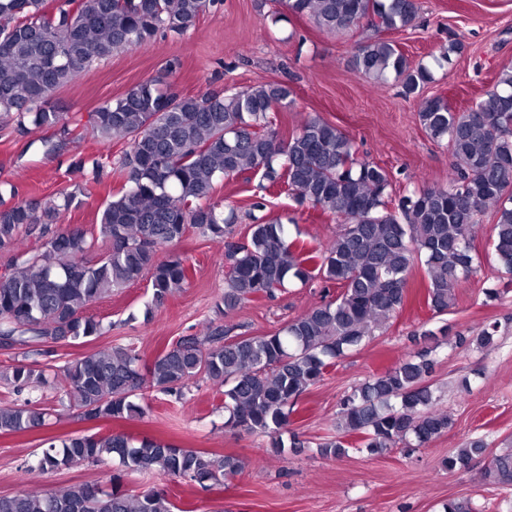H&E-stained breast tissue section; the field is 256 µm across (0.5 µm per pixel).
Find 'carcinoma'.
Here are the masks:
<instances>
[{"mask_svg": "<svg viewBox=\"0 0 512 512\" xmlns=\"http://www.w3.org/2000/svg\"><path fill=\"white\" fill-rule=\"evenodd\" d=\"M217 0H0V115L23 135L31 123L48 133L46 151L62 140L79 141L88 130L100 142H126L116 162L122 183L84 229L51 225L76 194L61 201L0 196V250L17 252L23 237L41 242L21 253L17 271L0 275V347L16 350L0 380L21 394L43 380V363L55 346L101 336V322L84 315L88 305L112 290L149 276L147 309L163 307L188 285L192 266L176 253L159 257L194 229L222 239L236 220L234 210L214 199L218 182L252 171L272 187L336 219V234L320 249L288 239L277 219L253 224L250 239L224 252V311L271 297L294 281L318 278L339 288L279 331L227 336L211 324L206 334L179 338L140 367L131 347L115 346L67 360L59 402L81 410L87 420L126 419L144 412L139 401L152 390L180 399L203 377L222 389L226 424L262 434L281 455L305 442L288 427L300 396L318 384L336 360L362 344L373 329L404 306L408 276L424 267L425 303L433 315L454 305V286L475 272L470 242L487 207H495L491 244L502 273L512 276V67L497 74L484 97L464 112L440 98L418 104L427 135L446 142L453 158L448 181L425 185L392 207L391 178L380 165L358 156L353 141L317 117L280 137L273 111L293 105L290 90L262 84L235 92L187 96L160 88L166 75L142 82L89 114L83 130L71 126L49 104L51 95L93 63L151 42L158 32L182 34ZM274 20L307 17L324 31L340 33L367 25L376 36L352 57L356 72L376 87L398 81L416 96L433 79L431 66L412 64L385 31L414 25L418 0H275ZM104 252L87 258L96 247ZM498 325L485 326L476 345H494ZM428 353L370 376L340 403L337 434L316 444L326 458L344 455L356 443L380 453L414 438L423 446L452 426L436 408ZM49 409L31 398L0 407V434L45 425ZM486 450L471 438L443 460L450 470L468 467ZM118 460L111 489L80 483L63 491L0 496V512H176L164 491L131 493L123 473H158L200 485L221 484L242 462L192 448L125 434L91 433L50 444L26 474H43L99 461ZM485 478L512 489V448L492 456Z\"/></svg>", "mask_w": 512, "mask_h": 512, "instance_id": "obj_1", "label": "carcinoma"}]
</instances>
